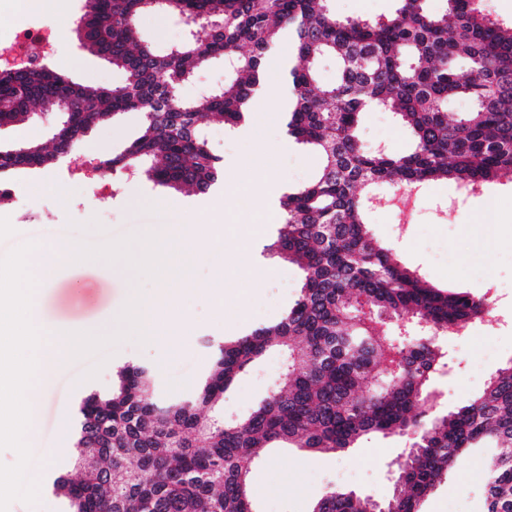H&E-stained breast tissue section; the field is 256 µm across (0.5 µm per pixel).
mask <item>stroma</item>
Segmentation results:
<instances>
[{"mask_svg": "<svg viewBox=\"0 0 512 512\" xmlns=\"http://www.w3.org/2000/svg\"><path fill=\"white\" fill-rule=\"evenodd\" d=\"M67 13L51 10L29 13L17 0H0V49L16 29L54 27L58 51L47 64L59 73L89 87L115 88L123 73L104 59L84 50L74 29L83 13L84 0H67ZM142 38L156 51L165 52L185 38L183 21L163 11H145L138 17ZM247 124L249 135L216 120L204 123L214 153L224 159L226 183L256 176L272 184L295 187L317 173L319 155L289 141L282 117L268 102L257 104ZM142 116L128 112L90 131L74 156L51 169H21L8 177L15 198H0V256L16 246L38 242L51 281L39 298L36 314L47 326L79 325L88 331L108 332L128 291L151 293L157 280L126 276L102 261L75 262L60 257L49 236L65 233L73 241L100 244L133 235L154 233L180 222L185 236L203 219L234 208L237 230L225 236L224 251L244 250L261 271L256 280L228 271L226 282L245 291L242 308L218 312L206 294L214 278V260L203 256L192 269L197 287L189 300V314L180 332L181 350L164 343L123 340L103 354L41 362L45 378L35 404L37 424L29 435L32 454L52 457V466H30L31 476L48 480L53 468L70 459V433L59 430V418L73 414L76 397L87 387L109 389L117 366L129 360L153 366L158 393L180 398L194 389L211 364L207 338H238L232 324L237 319L257 328L278 322L297 299L302 279L295 267L265 250L276 233L268 223L262 235L251 233L253 210L221 194L199 195L168 191L145 177L115 178L114 195L101 197L96 182L86 179L82 162L122 152L141 133ZM362 144L400 153L410 145L409 134L393 113L373 109L359 127ZM450 180L417 186L412 201L400 207L392 202L389 187L374 189L375 203L366 224L371 234L391 248L403 267L419 271L436 288L485 299L498 321L493 335L476 324L469 336H446L440 343L448 353V366L435 376L437 408L451 411L477 395L489 377L512 360V178L487 183L464 202ZM280 354L266 355L242 375L224 399V414L232 418L254 407L272 390L282 372ZM406 446L405 439L365 436L357 447L338 454H313L297 448L271 449L267 462L252 471L253 495L261 512H309L312 503L329 488L354 490L376 500L394 489L393 462ZM492 454L488 448L471 449L462 469L450 474L425 498L422 512H484L485 473Z\"/></svg>", "mask_w": 512, "mask_h": 512, "instance_id": "1", "label": "stroma"}]
</instances>
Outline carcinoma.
<instances>
[{
  "label": "carcinoma",
  "instance_id": "obj_1",
  "mask_svg": "<svg viewBox=\"0 0 512 512\" xmlns=\"http://www.w3.org/2000/svg\"><path fill=\"white\" fill-rule=\"evenodd\" d=\"M329 0H166L161 9L210 25L165 54L137 28L147 0H85L76 32L83 46L124 74L114 89L86 88L43 64L0 70V127L54 117L52 143L0 146V183L18 169L71 157L93 128L124 112L142 130L100 161L104 177L144 173L168 190L208 193L224 159L201 133L209 116L235 127L266 78V61L291 42L286 84L288 138L315 149L318 174L279 201L268 251L298 267V299L274 325L236 340L211 338L212 366L185 398L157 395L149 366L117 367L106 393L77 402L72 461L47 489L67 512H258L249 473L267 448L341 453L369 433L405 437L398 487L380 503L333 488L311 512H421L420 504L465 462L472 448H496L485 512H512V360L482 393L436 411L434 375L446 366L438 338L480 321L486 301L444 293L400 266L365 224L379 183L394 188L438 179L480 190L512 173V21L490 17L482 0H395L377 20H339ZM336 59V81L319 84L315 64ZM215 60L230 66L224 85L195 101L181 86ZM465 99L466 112L448 102ZM381 108L407 129L403 154L365 149L362 115ZM412 320L424 335H387L379 324ZM285 356L279 383L249 413L224 418V396L267 352Z\"/></svg>",
  "mask_w": 512,
  "mask_h": 512
}]
</instances>
